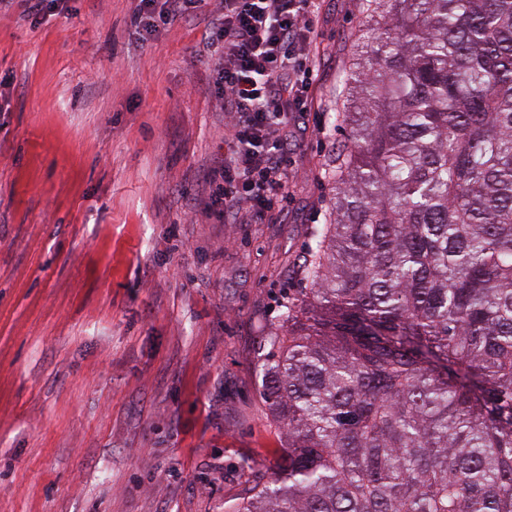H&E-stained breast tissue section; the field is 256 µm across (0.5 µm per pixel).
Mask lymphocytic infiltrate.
Returning a JSON list of instances; mask_svg holds the SVG:
<instances>
[{
  "mask_svg": "<svg viewBox=\"0 0 512 512\" xmlns=\"http://www.w3.org/2000/svg\"><path fill=\"white\" fill-rule=\"evenodd\" d=\"M209 6L203 50L217 57L214 94L229 119L227 150L208 179L218 187L209 216L226 223L239 210L260 221L288 205V155L311 109L317 34L316 0H139L135 30Z\"/></svg>",
  "mask_w": 512,
  "mask_h": 512,
  "instance_id": "f902f5d3",
  "label": "lymphocytic infiltrate"
}]
</instances>
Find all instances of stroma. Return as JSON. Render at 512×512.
Returning <instances> with one entry per match:
<instances>
[{
    "label": "stroma",
    "instance_id": "obj_1",
    "mask_svg": "<svg viewBox=\"0 0 512 512\" xmlns=\"http://www.w3.org/2000/svg\"><path fill=\"white\" fill-rule=\"evenodd\" d=\"M319 3L323 132L262 224L207 213L227 134L208 10L143 39L133 0L0 6V512H224L275 469L261 342L307 285L353 132L362 2Z\"/></svg>",
    "mask_w": 512,
    "mask_h": 512
}]
</instances>
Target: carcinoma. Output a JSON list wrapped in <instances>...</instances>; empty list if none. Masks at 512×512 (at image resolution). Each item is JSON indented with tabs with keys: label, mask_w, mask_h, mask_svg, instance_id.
<instances>
[{
	"label": "carcinoma",
	"mask_w": 512,
	"mask_h": 512,
	"mask_svg": "<svg viewBox=\"0 0 512 512\" xmlns=\"http://www.w3.org/2000/svg\"><path fill=\"white\" fill-rule=\"evenodd\" d=\"M333 223L263 337L227 512H512V0H365Z\"/></svg>",
	"instance_id": "carcinoma-1"
}]
</instances>
